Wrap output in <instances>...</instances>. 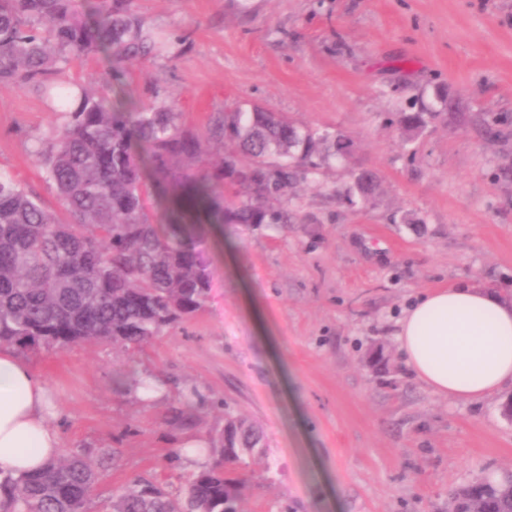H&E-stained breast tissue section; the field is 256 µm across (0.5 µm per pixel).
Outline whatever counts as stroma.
<instances>
[{
  "mask_svg": "<svg viewBox=\"0 0 512 512\" xmlns=\"http://www.w3.org/2000/svg\"><path fill=\"white\" fill-rule=\"evenodd\" d=\"M136 6L176 55L131 62L126 97L166 101L200 134L226 106L258 105L355 148L298 185L297 223L204 225L210 296L151 344L22 353L63 408V452L102 474L91 512L136 477L180 494L195 464L169 452L222 432L228 412L268 442L240 512H448L450 489L512 469V390L435 395L396 336L436 288L488 287L512 303V135L488 137L481 123L512 117V0ZM417 96L443 116L408 141L389 118ZM63 121L41 88L0 84V173L55 211L35 151ZM364 169L380 189L349 204L342 191ZM154 382L162 393L142 399Z\"/></svg>",
  "mask_w": 512,
  "mask_h": 512,
  "instance_id": "stroma-1",
  "label": "stroma"
}]
</instances>
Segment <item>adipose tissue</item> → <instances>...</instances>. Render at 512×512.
Returning <instances> with one entry per match:
<instances>
[{"label":"adipose tissue","mask_w":512,"mask_h":512,"mask_svg":"<svg viewBox=\"0 0 512 512\" xmlns=\"http://www.w3.org/2000/svg\"><path fill=\"white\" fill-rule=\"evenodd\" d=\"M399 350L431 392L462 401L512 387V305L475 286L420 294L398 323ZM60 407L25 361L0 351V470L34 471L57 457Z\"/></svg>","instance_id":"obj_1"}]
</instances>
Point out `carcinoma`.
<instances>
[{
	"label": "carcinoma",
	"mask_w": 512,
	"mask_h": 512,
	"mask_svg": "<svg viewBox=\"0 0 512 512\" xmlns=\"http://www.w3.org/2000/svg\"><path fill=\"white\" fill-rule=\"evenodd\" d=\"M135 0H0V83L53 93L63 124L36 152L57 189L61 218L19 182L0 175V345L20 351L104 341L143 346L198 311L213 283L203 224H286L288 189L346 153L343 135L302 131L286 116L231 105L207 137L186 129L164 102L120 95L127 62L169 49ZM105 54L103 85L72 101L62 77L73 58ZM439 113L418 99L395 115L410 139ZM224 154L205 162V139ZM363 170L342 196L351 204L379 190ZM213 461L174 497L135 478L101 512H238L246 459L265 454L261 429L227 416L212 439ZM100 481L83 455H60L39 470L0 471V512H88ZM466 512H512V470L448 494Z\"/></svg>",
	"instance_id": "cac0c4a2"
}]
</instances>
